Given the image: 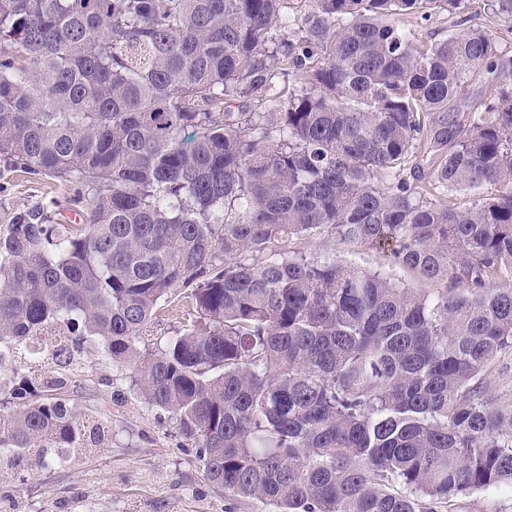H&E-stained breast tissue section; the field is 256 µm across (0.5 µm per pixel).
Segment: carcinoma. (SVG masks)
<instances>
[{"label":"carcinoma","instance_id":"cac0c4a2","mask_svg":"<svg viewBox=\"0 0 512 512\" xmlns=\"http://www.w3.org/2000/svg\"><path fill=\"white\" fill-rule=\"evenodd\" d=\"M282 2L0 0V157L78 207L0 219V343L68 340L10 390L0 459L112 447L69 396L90 349L227 500L440 512L511 491L489 369L512 351V68L484 27L419 45L400 26L463 25L471 0H312L272 45ZM487 9L512 27V0ZM483 68L497 97L460 111ZM322 236L443 287L277 252ZM171 306L182 330L151 349Z\"/></svg>","mask_w":512,"mask_h":512}]
</instances>
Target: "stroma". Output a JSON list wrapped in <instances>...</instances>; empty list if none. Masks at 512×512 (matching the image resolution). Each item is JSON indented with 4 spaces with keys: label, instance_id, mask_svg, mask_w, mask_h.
I'll return each instance as SVG.
<instances>
[{
    "label": "stroma",
    "instance_id": "stroma-1",
    "mask_svg": "<svg viewBox=\"0 0 512 512\" xmlns=\"http://www.w3.org/2000/svg\"><path fill=\"white\" fill-rule=\"evenodd\" d=\"M67 189L12 171L0 161V218L32 207L45 196L61 199L62 222L73 214ZM289 250L311 258L333 257L367 271H378L410 288L427 282L389 261L385 253L335 239L292 240ZM91 384L75 398L81 410L108 422L111 448L79 452L67 466L30 470L0 469V512H224V493L209 483L191 449L185 448L175 419L142 403L129 372L82 361Z\"/></svg>",
    "mask_w": 512,
    "mask_h": 512
}]
</instances>
